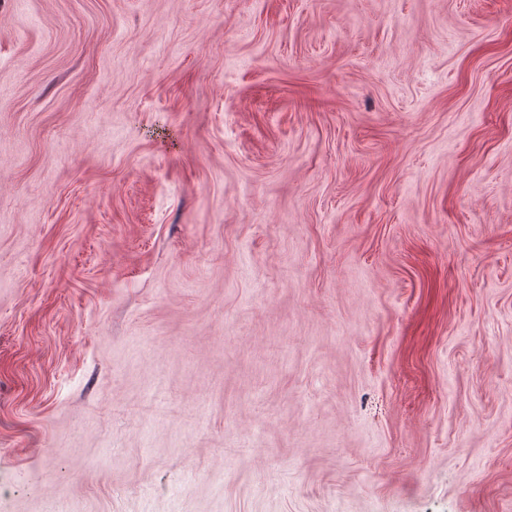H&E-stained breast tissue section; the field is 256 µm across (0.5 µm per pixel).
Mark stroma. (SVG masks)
<instances>
[{"label": "stroma", "mask_w": 512, "mask_h": 512, "mask_svg": "<svg viewBox=\"0 0 512 512\" xmlns=\"http://www.w3.org/2000/svg\"><path fill=\"white\" fill-rule=\"evenodd\" d=\"M0 512H512V0H0Z\"/></svg>", "instance_id": "obj_1"}]
</instances>
